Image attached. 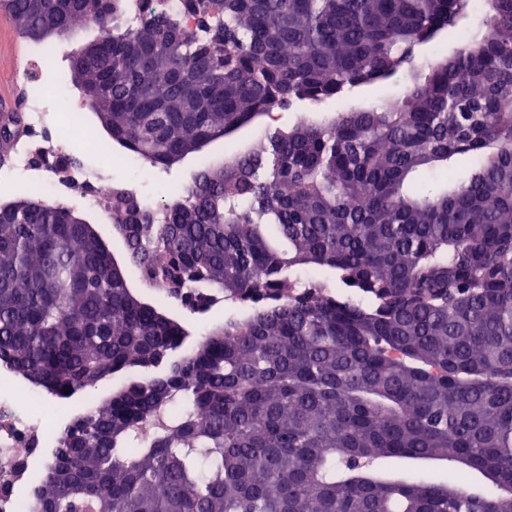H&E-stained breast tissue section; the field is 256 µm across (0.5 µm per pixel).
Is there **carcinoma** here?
<instances>
[{"label":"carcinoma","mask_w":512,"mask_h":512,"mask_svg":"<svg viewBox=\"0 0 512 512\" xmlns=\"http://www.w3.org/2000/svg\"><path fill=\"white\" fill-rule=\"evenodd\" d=\"M182 3L192 31L124 24L129 0L0 8L28 38L98 28L76 88L152 167L294 100L404 92L266 132L161 218L112 191L117 268L70 207H0V375L63 397L140 372L55 430L38 512H512V0ZM304 265L334 285L287 291ZM218 302L239 313L174 356L175 309Z\"/></svg>","instance_id":"carcinoma-1"}]
</instances>
